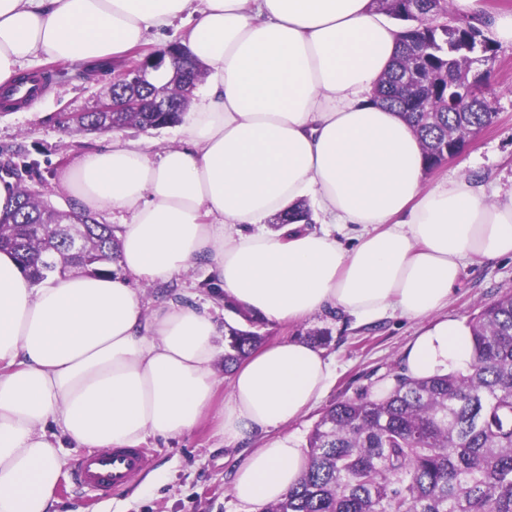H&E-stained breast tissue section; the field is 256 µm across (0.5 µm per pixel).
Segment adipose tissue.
Segmentation results:
<instances>
[{
	"instance_id": "obj_1",
	"label": "adipose tissue",
	"mask_w": 512,
	"mask_h": 512,
	"mask_svg": "<svg viewBox=\"0 0 512 512\" xmlns=\"http://www.w3.org/2000/svg\"><path fill=\"white\" fill-rule=\"evenodd\" d=\"M181 17L206 83L180 144L153 156L116 133L61 177L81 209L129 213L120 274L36 284L0 252V512H54L63 442L133 448L209 412L223 442L244 447L237 500L263 506L297 484L307 459L286 428L326 393L325 351L291 338L221 378L208 306L145 310L129 277L203 266L217 294L269 322L424 321L404 373L426 378L473 361L469 328L442 314L462 267L512 258V190L426 186L419 135L376 99L401 28L374 0H0V85L41 55L125 57ZM307 199L318 227L268 228Z\"/></svg>"
}]
</instances>
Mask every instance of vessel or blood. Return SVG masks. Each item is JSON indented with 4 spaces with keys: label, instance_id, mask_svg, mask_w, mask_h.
I'll list each match as a JSON object with an SVG mask.
<instances>
[{
    "label": "vessel or blood",
    "instance_id": "b4317fda",
    "mask_svg": "<svg viewBox=\"0 0 512 512\" xmlns=\"http://www.w3.org/2000/svg\"><path fill=\"white\" fill-rule=\"evenodd\" d=\"M52 81L51 74L39 72L24 82L0 85V106L7 108L33 103L42 97ZM147 462L148 457L140 448L83 454L74 465L72 480L95 497H106L127 486L145 469Z\"/></svg>",
    "mask_w": 512,
    "mask_h": 512
}]
</instances>
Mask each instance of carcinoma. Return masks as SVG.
<instances>
[{
	"label": "carcinoma",
	"instance_id": "carcinoma-1",
	"mask_svg": "<svg viewBox=\"0 0 512 512\" xmlns=\"http://www.w3.org/2000/svg\"><path fill=\"white\" fill-rule=\"evenodd\" d=\"M415 15L402 0H377L396 20L409 23L401 51L378 94L401 112L420 135L426 166H436L445 148L461 147L464 133L491 125L487 86L471 94L448 90L444 74L462 85L461 65L470 57L469 21L443 24L448 0H419ZM180 112H86V132L141 131L181 121ZM0 171L15 180L13 208L0 215V248L14 252L37 280L73 269L112 275L120 245L112 227L69 205L59 210L22 185L23 170L12 161ZM309 220L300 203L276 218L279 224ZM80 234L87 248L71 250ZM227 326L224 368L247 358L261 343L260 320ZM474 356L467 374L426 379L403 374L381 398L358 396L328 408L309 438L307 467L298 484L260 512H512V292L484 306L469 322Z\"/></svg>",
	"mask_w": 512,
	"mask_h": 512
}]
</instances>
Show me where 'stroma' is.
<instances>
[{
  "label": "stroma",
  "mask_w": 512,
  "mask_h": 512,
  "mask_svg": "<svg viewBox=\"0 0 512 512\" xmlns=\"http://www.w3.org/2000/svg\"><path fill=\"white\" fill-rule=\"evenodd\" d=\"M25 72L54 71V80L33 106L12 111L0 109V161L11 159L28 165L26 187L56 208L67 209L72 200L59 185V173L79 156L105 145V133L83 134L62 126L61 113L92 110L112 83L113 72L103 68L88 76L80 60L38 57ZM494 122L473 135L457 157L425 172V184L443 177L468 176L504 188L512 186V43L496 45V59L489 81ZM205 268L197 267L170 281L173 293L194 305H210L223 318L225 305L208 285ZM512 291V259L475 262L466 266L450 298L449 317L469 321L484 305ZM422 322L389 316L360 323L347 316L318 314L296 323H263L259 332L264 344L319 333L320 343L335 365V376L326 395L287 429L299 447L321 413L329 406L359 395L375 396L394 374L403 370V353L417 336ZM150 452L146 470L112 496L95 501L71 480L78 453L63 446V475L56 489L59 512H259L258 506L233 497L230 489L240 447L224 445L215 434L212 416H204L189 434L173 440L149 436L143 441ZM162 479H155V472Z\"/></svg>",
  "instance_id": "1"
}]
</instances>
